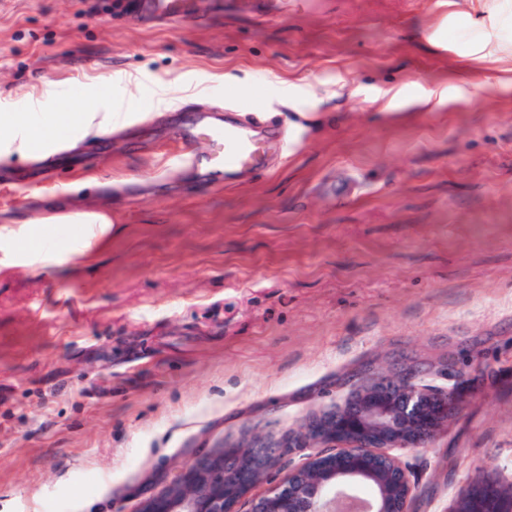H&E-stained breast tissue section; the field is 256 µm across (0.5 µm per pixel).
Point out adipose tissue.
Wrapping results in <instances>:
<instances>
[{
	"instance_id": "adipose-tissue-1",
	"label": "adipose tissue",
	"mask_w": 512,
	"mask_h": 512,
	"mask_svg": "<svg viewBox=\"0 0 512 512\" xmlns=\"http://www.w3.org/2000/svg\"><path fill=\"white\" fill-rule=\"evenodd\" d=\"M125 118V113L114 111L111 100L102 96L83 112L69 111L64 102L53 112H1L0 159L43 153L54 145L55 135L61 130L86 137L112 129Z\"/></svg>"
}]
</instances>
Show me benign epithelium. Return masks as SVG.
I'll use <instances>...</instances> for the list:
<instances>
[{
	"label": "benign epithelium",
	"instance_id": "benign-epithelium-1",
	"mask_svg": "<svg viewBox=\"0 0 512 512\" xmlns=\"http://www.w3.org/2000/svg\"><path fill=\"white\" fill-rule=\"evenodd\" d=\"M458 405L452 391L422 383L407 371L395 377H354L344 404L313 415L283 442L253 437L230 448L199 453L140 501L139 512H344L362 499L363 512H411L416 486L402 452L426 447L448 429ZM305 452V462L274 482L283 458ZM448 512H512V481L478 474L453 497Z\"/></svg>",
	"mask_w": 512,
	"mask_h": 512
}]
</instances>
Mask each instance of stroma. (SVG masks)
Masks as SVG:
<instances>
[{
  "label": "stroma",
  "instance_id": "35a3bbf8",
  "mask_svg": "<svg viewBox=\"0 0 512 512\" xmlns=\"http://www.w3.org/2000/svg\"><path fill=\"white\" fill-rule=\"evenodd\" d=\"M153 26L87 0H0V112L99 88L128 114L0 160V512H135L200 450L285 439L356 373L420 370L460 407L404 454L414 512L512 480V0H241ZM167 87L172 107L149 106ZM295 134L204 180L199 111ZM112 220L84 244L50 214ZM34 224H19L17 229L7 224L0 225V251L3 247L18 251L19 241L29 234V228L35 227Z\"/></svg>",
  "mask_w": 512,
  "mask_h": 512
}]
</instances>
